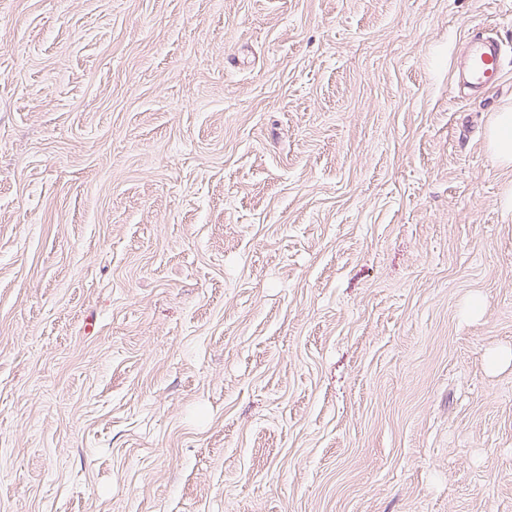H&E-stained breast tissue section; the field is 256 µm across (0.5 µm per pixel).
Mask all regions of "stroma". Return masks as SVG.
Wrapping results in <instances>:
<instances>
[{"label":"stroma","mask_w":512,"mask_h":512,"mask_svg":"<svg viewBox=\"0 0 512 512\" xmlns=\"http://www.w3.org/2000/svg\"><path fill=\"white\" fill-rule=\"evenodd\" d=\"M506 104L512 0H0V512H512ZM505 68V54L493 37H476L466 49L461 77L475 91H486L498 84ZM487 145L493 159L500 165H512V105L494 112L488 126Z\"/></svg>","instance_id":"35a3bbf8"}]
</instances>
